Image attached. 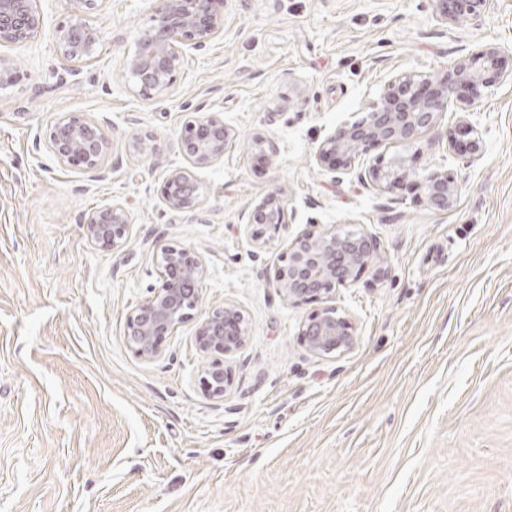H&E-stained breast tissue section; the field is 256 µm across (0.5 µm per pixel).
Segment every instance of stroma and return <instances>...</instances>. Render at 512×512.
I'll return each instance as SVG.
<instances>
[{
	"label": "stroma",
	"mask_w": 512,
	"mask_h": 512,
	"mask_svg": "<svg viewBox=\"0 0 512 512\" xmlns=\"http://www.w3.org/2000/svg\"><path fill=\"white\" fill-rule=\"evenodd\" d=\"M38 6L37 35L0 46L15 73L0 85V512H512V0L446 25L436 0H220L223 35L151 100L125 61L156 0H96L86 64L57 49L71 0ZM491 46L501 76L452 98L413 147L315 162L328 130L363 117L396 75L436 80ZM213 112L235 146L198 170L196 210L169 209L160 188L184 163L183 126ZM72 113L103 133L102 179L48 147ZM464 117L477 162L448 146ZM144 132L158 156L129 151ZM258 132L279 144L272 164L250 151ZM399 156L410 174L397 187L366 182ZM431 169L457 186L448 211L421 197ZM274 189L285 224L258 249L244 214ZM113 201L131 228L104 250L80 220ZM306 230L374 237L387 271L329 295L356 325L340 354L308 352L299 330L313 304L269 285ZM168 244L206 275L191 320L147 360L126 320ZM227 303L249 333L215 399L195 329Z\"/></svg>",
	"instance_id": "35a3bbf8"
}]
</instances>
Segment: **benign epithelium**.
<instances>
[{
  "label": "benign epithelium",
  "mask_w": 512,
  "mask_h": 512,
  "mask_svg": "<svg viewBox=\"0 0 512 512\" xmlns=\"http://www.w3.org/2000/svg\"><path fill=\"white\" fill-rule=\"evenodd\" d=\"M37 0H0V45L22 42L39 32L43 19ZM77 13L56 35L61 57L66 61H88L97 53L98 39L80 12L94 0H73ZM162 7L139 39L135 53L126 60V70L140 96L150 98L166 92L174 74L189 65L192 51L204 48L224 32V19L216 9L217 0H161ZM447 10L443 18L455 20L474 14L489 0H440ZM499 50L487 47L457 62L440 81L430 83L402 74L388 84L387 91L360 119H346L336 125L316 146L315 160L354 161L369 149L387 142L413 145L422 131L436 125L441 112L459 87L473 90L487 83V75L497 71ZM48 143L57 159L79 168L92 179L102 177L100 160L105 140L98 125L78 113L50 126ZM234 131L215 115L189 120L180 137L185 166L169 170L161 189L165 204L177 211H192L200 204V185L195 170L223 160L232 148ZM255 150L268 160L279 154L276 141L257 133ZM136 154H154L151 134L131 140ZM372 184L390 189L408 176L401 158L389 165L368 170ZM420 187L428 206L446 211L452 205L457 187L447 173L431 170L421 176ZM285 202L273 190L247 214V224L259 242L284 223ZM87 239L104 249L120 247L129 234L130 215L120 203L104 205L85 214L81 220ZM377 242L366 234L305 232L298 235L282 254L271 285L291 304L316 303L335 289L355 283L373 261ZM158 285L152 295L133 308L127 318V341L144 359L161 354L162 343L192 316L200 300L205 269L189 249L165 245L156 255ZM248 333L243 311L233 304L215 309L203 317L195 329V342L207 355L229 356L242 346ZM300 336L307 350L316 356L342 353L356 339L352 320L333 306L314 310L302 325ZM230 379L220 361L205 370L203 386L214 398L224 396Z\"/></svg>",
  "instance_id": "1"
}]
</instances>
